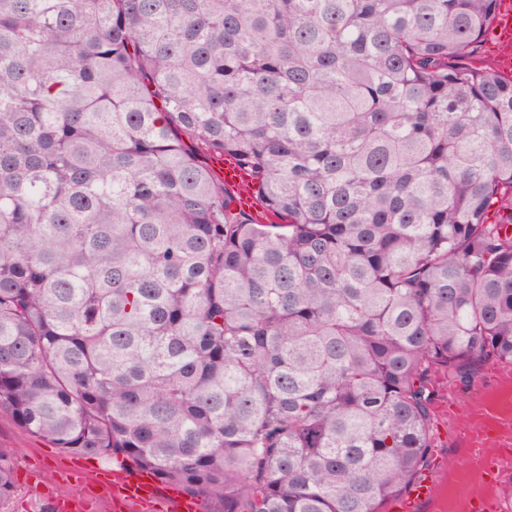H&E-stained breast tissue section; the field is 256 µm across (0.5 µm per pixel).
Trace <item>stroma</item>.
I'll return each instance as SVG.
<instances>
[{
	"instance_id": "obj_1",
	"label": "stroma",
	"mask_w": 512,
	"mask_h": 512,
	"mask_svg": "<svg viewBox=\"0 0 512 512\" xmlns=\"http://www.w3.org/2000/svg\"><path fill=\"white\" fill-rule=\"evenodd\" d=\"M435 453L425 475L435 496L416 512H471L478 500L512 512V366L485 364L468 383L444 384L436 403ZM14 448V493L0 512H53L59 497L85 495L63 482L70 457L0 412V445Z\"/></svg>"
}]
</instances>
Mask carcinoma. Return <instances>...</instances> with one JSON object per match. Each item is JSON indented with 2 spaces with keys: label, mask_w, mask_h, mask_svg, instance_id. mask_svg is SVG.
Returning <instances> with one entry per match:
<instances>
[{
  "label": "carcinoma",
  "mask_w": 512,
  "mask_h": 512,
  "mask_svg": "<svg viewBox=\"0 0 512 512\" xmlns=\"http://www.w3.org/2000/svg\"><path fill=\"white\" fill-rule=\"evenodd\" d=\"M498 4L0 0V411L206 512L406 492L441 381L512 365Z\"/></svg>",
  "instance_id": "obj_1"
}]
</instances>
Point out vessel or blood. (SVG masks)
<instances>
[{
    "label": "vessel or blood",
    "mask_w": 512,
    "mask_h": 512,
    "mask_svg": "<svg viewBox=\"0 0 512 512\" xmlns=\"http://www.w3.org/2000/svg\"><path fill=\"white\" fill-rule=\"evenodd\" d=\"M493 34L500 46L512 44V0H504L500 7ZM100 484L111 497L115 512H201L200 501L188 495L173 493L160 497L152 476L137 468L105 470ZM432 495V482L423 478L394 500L391 507L393 512H414L416 503Z\"/></svg>",
    "instance_id": "b4317fda"
}]
</instances>
